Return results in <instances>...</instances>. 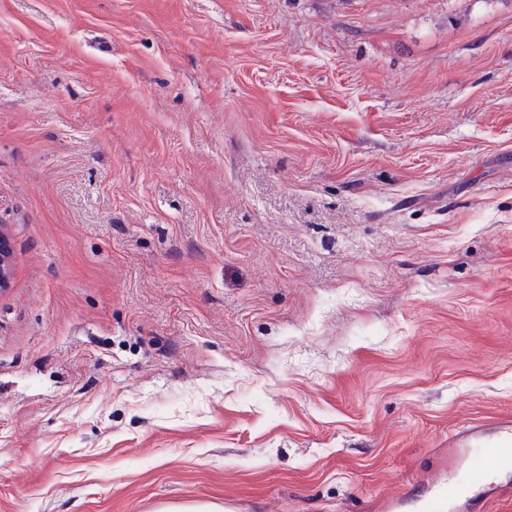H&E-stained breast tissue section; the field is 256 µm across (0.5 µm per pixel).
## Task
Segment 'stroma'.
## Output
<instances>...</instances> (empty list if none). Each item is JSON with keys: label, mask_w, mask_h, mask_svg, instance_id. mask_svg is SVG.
Returning a JSON list of instances; mask_svg holds the SVG:
<instances>
[{"label": "stroma", "mask_w": 512, "mask_h": 512, "mask_svg": "<svg viewBox=\"0 0 512 512\" xmlns=\"http://www.w3.org/2000/svg\"><path fill=\"white\" fill-rule=\"evenodd\" d=\"M0 512H512V0H0ZM495 428L496 433L481 442L484 449L470 470V484L491 485L502 469L512 466V424L499 421Z\"/></svg>", "instance_id": "stroma-1"}]
</instances>
